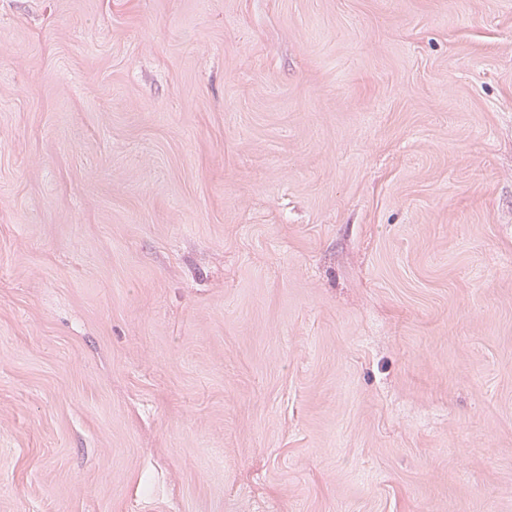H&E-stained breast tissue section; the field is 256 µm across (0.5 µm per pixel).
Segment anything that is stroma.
<instances>
[{"label": "stroma", "mask_w": 512, "mask_h": 512, "mask_svg": "<svg viewBox=\"0 0 512 512\" xmlns=\"http://www.w3.org/2000/svg\"><path fill=\"white\" fill-rule=\"evenodd\" d=\"M0 512H512V0H0Z\"/></svg>", "instance_id": "1"}]
</instances>
